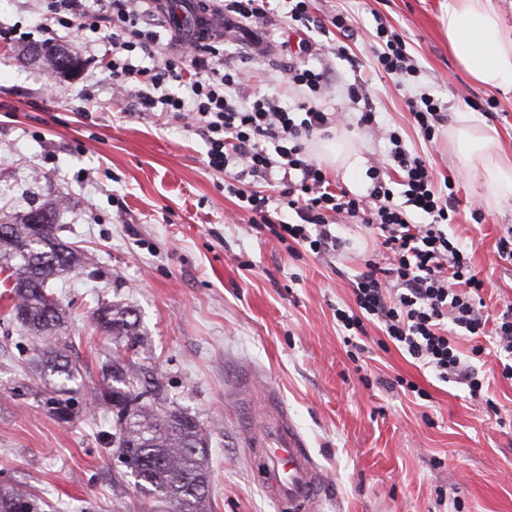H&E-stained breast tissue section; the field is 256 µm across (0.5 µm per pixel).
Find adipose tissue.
<instances>
[{
  "mask_svg": "<svg viewBox=\"0 0 512 512\" xmlns=\"http://www.w3.org/2000/svg\"><path fill=\"white\" fill-rule=\"evenodd\" d=\"M440 23L473 83L488 89L512 86V31L505 28L495 0H442ZM450 138L462 166L480 170L491 202L512 198V160L498 154L493 127L461 112Z\"/></svg>",
  "mask_w": 512,
  "mask_h": 512,
  "instance_id": "adipose-tissue-1",
  "label": "adipose tissue"
}]
</instances>
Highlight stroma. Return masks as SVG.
<instances>
[{"mask_svg": "<svg viewBox=\"0 0 512 512\" xmlns=\"http://www.w3.org/2000/svg\"><path fill=\"white\" fill-rule=\"evenodd\" d=\"M442 0H313L312 13L355 19V35L310 32L320 51L310 65L331 71L329 93L347 105V89L366 84L380 125L396 130L425 157L437 179H451L457 199L449 233L471 245L487 278L486 313L512 305V266L495 256L512 199L487 204L479 178L457 162L448 130L427 143L410 123L407 97L439 98L448 116L471 112L496 127L497 148L512 156V87L475 86L457 64L440 24ZM403 34L419 70L403 85L380 72L372 52L377 25ZM224 63L256 70L257 90L281 92L278 67L300 58L297 34L267 22L255 36L225 33ZM346 42L348 54H332ZM56 43L79 59L70 76L42 62L18 60L21 47L0 43V218L11 219L64 197L57 221L85 264L49 286L68 318L62 335L81 374L72 394L73 423L44 404L46 380L28 363L31 336L0 300V484L26 486L57 512H140L134 484L112 489L106 424L85 399L99 379L111 341L96 346L91 312L100 302L135 309L146 348L140 357L162 375L168 396L209 435L213 512H274L255 476L251 446L265 423L286 419L329 479L325 512H512V380L498 378L492 337H460L463 359L491 376L488 401L466 385L442 382L396 347L380 348L370 323L352 359L334 316L353 301L351 280L374 247L370 229L343 226L345 251L297 258L268 233L228 223L235 198L224 177L207 170V146L158 112L125 113L112 97L106 67L89 65L74 34ZM358 162L327 167L333 184L366 194L368 173L384 169L386 140L339 128ZM480 207V220L471 210ZM480 354H472L473 346ZM428 397L405 393L395 378Z\"/></svg>", "mask_w": 512, "mask_h": 512, "instance_id": "1", "label": "stroma"}]
</instances>
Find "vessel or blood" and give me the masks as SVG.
I'll return each instance as SVG.
<instances>
[{
    "label": "vessel or blood",
    "instance_id": "vessel-or-blood-1",
    "mask_svg": "<svg viewBox=\"0 0 512 512\" xmlns=\"http://www.w3.org/2000/svg\"><path fill=\"white\" fill-rule=\"evenodd\" d=\"M182 34L194 36L199 29L216 34L221 28L217 14L206 13L204 25H197L188 0H173L171 5ZM262 464L258 480L279 512H324L327 481L322 469L299 437L289 428L275 424L261 434Z\"/></svg>",
    "mask_w": 512,
    "mask_h": 512
}]
</instances>
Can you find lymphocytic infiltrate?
Returning a JSON list of instances; mask_svg holds the SVG:
<instances>
[{
	"label": "lymphocytic infiltrate",
	"instance_id": "obj_1",
	"mask_svg": "<svg viewBox=\"0 0 512 512\" xmlns=\"http://www.w3.org/2000/svg\"><path fill=\"white\" fill-rule=\"evenodd\" d=\"M43 32L53 27L106 34L108 70L116 100L132 101L136 112L163 109L206 142L207 166L223 174L224 191L238 201L236 221L265 229L286 249L299 246L322 256L340 251L338 219L376 233L377 248L352 283L353 306L336 309L348 331L363 333L365 321L382 323L387 339L438 379L464 380L471 398L482 397L483 378L466 368L457 334L472 337L493 329L507 361L499 374L512 380V307L485 315V282L469 249L450 235L455 197L441 188L426 159L409 150L398 131H386L388 160L400 171L394 193L380 170H372L366 195L332 187L307 152L315 136L330 135L340 114L328 105L327 71L289 62L283 83L291 98L253 91L249 71L224 63L218 41L182 39L175 54L160 48L148 0H46ZM278 17L289 30L314 27L348 32L350 15L317 19L311 0H224L228 23L249 26ZM378 67L397 80L415 73L397 31L377 26ZM414 127L433 142L447 122L444 104L429 94L407 99Z\"/></svg>",
	"mask_w": 512,
	"mask_h": 512
}]
</instances>
